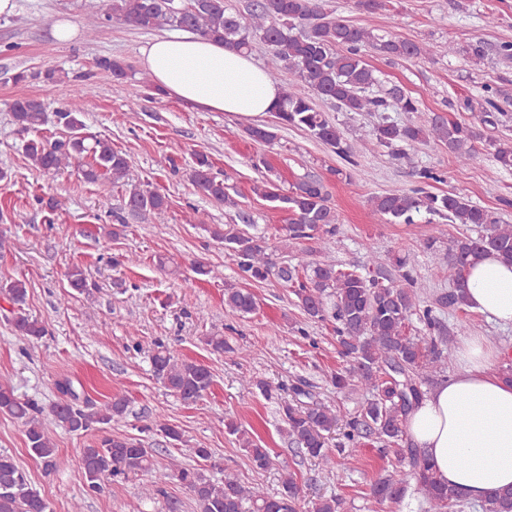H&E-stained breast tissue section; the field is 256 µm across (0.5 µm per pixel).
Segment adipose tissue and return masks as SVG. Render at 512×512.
Here are the masks:
<instances>
[{
    "mask_svg": "<svg viewBox=\"0 0 512 512\" xmlns=\"http://www.w3.org/2000/svg\"><path fill=\"white\" fill-rule=\"evenodd\" d=\"M143 61L165 93L215 112L259 116L274 111L280 89L251 58L195 36L159 37ZM468 309L486 321L512 323V263L488 255L471 268ZM506 347L479 333L457 351V371L434 387L406 421V434L438 479L478 501L512 485V381L496 363Z\"/></svg>",
    "mask_w": 512,
    "mask_h": 512,
    "instance_id": "obj_1",
    "label": "adipose tissue"
}]
</instances>
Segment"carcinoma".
<instances>
[{
  "label": "carcinoma",
  "instance_id": "obj_1",
  "mask_svg": "<svg viewBox=\"0 0 512 512\" xmlns=\"http://www.w3.org/2000/svg\"><path fill=\"white\" fill-rule=\"evenodd\" d=\"M104 20L145 31H187L244 52L251 50L253 38H260L270 47V75L286 70L295 76L281 93L275 111L278 123L308 132L344 160H352L354 148L337 124L316 107V97L333 102L341 112L405 114L404 121L382 119L372 133L377 143L398 158L408 156L432 135L457 162L475 164L482 158L476 147L482 138L478 126L493 128L499 122L497 105L490 98L485 99V106L476 115V124L442 117H429L422 123L413 120V114L420 111L418 101L398 86L378 90L379 79L366 63L364 52L372 48L390 60L407 59L426 55V48L341 19L325 8L324 0H253L245 14L234 10L226 0H109L105 13L90 11L84 16L87 33L95 35ZM462 52L477 63L487 58L488 47L476 39ZM90 92L91 87L85 83L76 87L68 103L54 113L63 136L51 142L31 139L25 145V155L44 173H56L75 164L81 167L86 181L106 180L112 187L125 190L124 210L135 219L148 221L166 208L165 196L148 182L134 181L133 160L128 154L84 132L83 100ZM12 112L23 131L37 132L47 121L43 103L35 98L17 99ZM488 145L494 148L493 157L499 166L511 171L512 146L491 141ZM190 179L209 200L235 210L241 221L239 225L215 224L209 229L211 237L236 257L239 278L263 282L273 276L291 289L309 319L333 318L341 354L350 358V367L336 372L333 384L339 391L364 387L373 392V399L363 413L350 418L323 404L298 405L280 399L284 423L281 431L288 442L329 470L334 466L335 456L326 448V433L341 425L344 439L354 446L359 439L374 435L381 451L393 454L399 463L398 468L372 483L371 495L378 503H399L412 485L433 512H455L476 506L481 512H512L511 487L492 490L475 504L456 488L437 482L420 451L405 445L406 419L424 396L422 382L439 374L451 353L437 310L464 308L466 270L484 255L493 253L512 263V225L500 223L494 212L451 192L435 195L419 187L409 193L373 197L374 210L396 223L412 224L415 216L425 212L450 224L480 228L475 237L464 235L454 239L448 248L450 289L435 302L422 305L411 288V269L401 258L395 261L396 280L382 272L383 262L378 257L373 260V274L343 269L334 261H307L302 255L295 265L277 264L265 237L250 233V215L229 194L224 179L213 172L208 156H195ZM253 191L291 213L288 249L330 238L338 232L336 213L319 178L305 176L287 193L272 180L256 184ZM67 278L73 291L89 292L80 269L69 271ZM0 289L17 307L13 319L16 334L29 340L46 336L43 323L22 313L27 299L25 283L14 280ZM224 305L232 314L244 316L254 312L256 300L247 289L227 282ZM414 318L430 338L407 335L406 328ZM204 343L217 353H236L220 333L204 337ZM151 365L167 391L187 404L202 398L213 383L207 367L177 358L162 343L156 344ZM55 387L64 398L46 409L31 399L19 397L11 384L0 382V413L22 421L27 448L47 473L59 465L49 426L84 434L112 426L124 419L128 411V401L120 395L95 407L77 404L68 384L57 381ZM226 428L242 442L255 468L270 467L268 449L259 446L235 422L227 423ZM154 466L153 449L133 438L109 435L97 445L83 449L78 473L90 494L100 492L109 480L126 479ZM171 477L191 493L199 512H298L300 489L290 474L284 476L281 492L273 496L244 485L232 474L215 482L204 469L193 466L176 465L171 469ZM0 512H50L49 503L31 486L7 452H0Z\"/></svg>",
  "mask_w": 512,
  "mask_h": 512
}]
</instances>
